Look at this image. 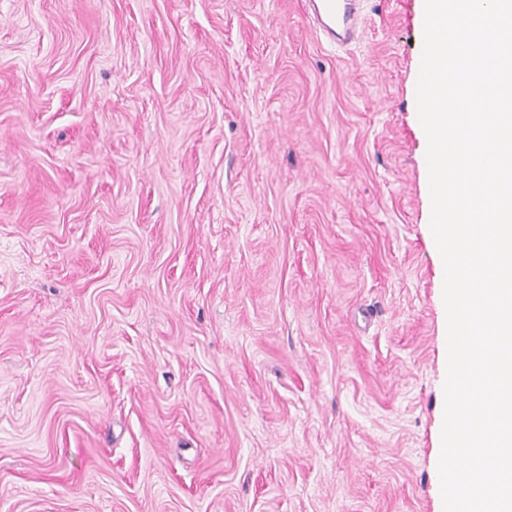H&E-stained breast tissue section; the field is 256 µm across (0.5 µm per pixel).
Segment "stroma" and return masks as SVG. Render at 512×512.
Instances as JSON below:
<instances>
[{
    "label": "stroma",
    "mask_w": 512,
    "mask_h": 512,
    "mask_svg": "<svg viewBox=\"0 0 512 512\" xmlns=\"http://www.w3.org/2000/svg\"><path fill=\"white\" fill-rule=\"evenodd\" d=\"M424 0H0V512H438ZM356 2L354 0H308L312 16L328 36H349L351 40L358 29L356 17Z\"/></svg>",
    "instance_id": "obj_1"
}]
</instances>
